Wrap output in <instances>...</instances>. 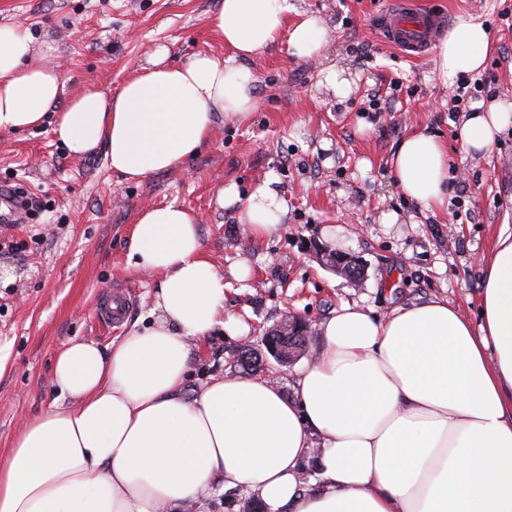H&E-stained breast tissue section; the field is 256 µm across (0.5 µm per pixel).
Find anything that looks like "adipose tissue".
<instances>
[{"mask_svg":"<svg viewBox=\"0 0 512 512\" xmlns=\"http://www.w3.org/2000/svg\"><path fill=\"white\" fill-rule=\"evenodd\" d=\"M294 12L290 0H222L212 25L228 57L175 64L158 44L117 95L88 87L66 101L56 71L28 64L30 34L0 26V130L38 127L53 111L71 154L105 146L128 180L175 169L210 140L215 114L233 123L254 112L242 59L283 36L295 58L320 52L324 22H289ZM488 54L482 23L461 20L439 47L438 73H477ZM510 127L512 102L473 103L465 151L486 153ZM392 164L410 199L447 207L448 148L437 136L411 133ZM279 184L271 173L247 195L234 184L220 192L250 241L281 230ZM128 265L159 275L151 306L109 346L57 353V399L0 464V512H203L232 488L259 496L265 512H512V227L483 268L479 322L438 298L383 318L343 304L317 324L321 346L290 395L244 375L189 390L191 345L245 330L224 311V276L192 211L147 208Z\"/></svg>","mask_w":512,"mask_h":512,"instance_id":"ef3b65f1","label":"adipose tissue"}]
</instances>
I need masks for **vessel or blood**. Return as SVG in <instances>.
I'll return each mask as SVG.
<instances>
[{
    "instance_id": "obj_1",
    "label": "vessel or blood",
    "mask_w": 512,
    "mask_h": 512,
    "mask_svg": "<svg viewBox=\"0 0 512 512\" xmlns=\"http://www.w3.org/2000/svg\"><path fill=\"white\" fill-rule=\"evenodd\" d=\"M444 20L442 14L419 13L403 5L382 14L381 29L386 40L401 50L421 52L435 41Z\"/></svg>"
}]
</instances>
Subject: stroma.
<instances>
[{
  "mask_svg": "<svg viewBox=\"0 0 512 512\" xmlns=\"http://www.w3.org/2000/svg\"><path fill=\"white\" fill-rule=\"evenodd\" d=\"M318 15L329 37L320 55L299 60L287 40L243 64L255 75L258 101L241 123L215 115L209 143L176 169L140 182L112 171L105 147L71 155L54 136L53 120L18 132L0 131V182L34 200L23 223H0V462L32 417L52 403L56 354L77 339L107 346L150 306L157 275L127 265L133 227L151 206L177 203L199 218L205 251L223 273L225 313L247 326L240 336L215 332L193 345L190 387L240 371L244 346H259L287 316L318 323L345 303L382 317L398 306L447 298L479 320L483 267L502 225H512V134L486 155L467 154L462 113L452 111L456 82L436 70L437 46L410 55L376 28L392 0H292ZM471 19L488 30L491 47L479 75L480 99L512 101V0H412ZM220 0H0V24L26 29L31 64L56 70L66 95L94 86L116 94L148 48L167 45L174 61L227 50L214 33ZM336 65L352 91L344 98L319 86ZM398 91H391V84ZM393 95L381 112L372 93ZM424 131L448 147L453 180L448 208L430 211L404 195L391 160L404 138ZM276 174L288 205L283 230L245 243L235 208L216 197L234 184L247 191ZM395 223H385L388 214ZM323 248L360 268L357 277L324 265ZM246 262L250 275L234 279ZM129 295L117 327L97 308L112 289Z\"/></svg>",
  "mask_w": 512,
  "mask_h": 512,
  "instance_id": "stroma-1",
  "label": "stroma"
}]
</instances>
